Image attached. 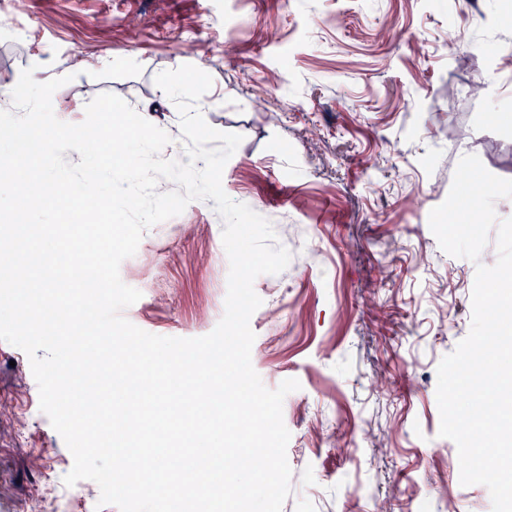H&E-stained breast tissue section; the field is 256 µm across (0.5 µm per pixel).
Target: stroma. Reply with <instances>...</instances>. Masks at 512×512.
Segmentation results:
<instances>
[{"label":"stroma","mask_w":512,"mask_h":512,"mask_svg":"<svg viewBox=\"0 0 512 512\" xmlns=\"http://www.w3.org/2000/svg\"><path fill=\"white\" fill-rule=\"evenodd\" d=\"M465 36L445 49L448 30ZM111 54V68L99 58ZM78 64L53 95L82 122L110 92L150 104L185 157L180 115L154 82L191 64L213 84L197 107L242 135L222 186L272 225L291 254L256 278L251 361L263 384L294 378L283 401L291 493L282 512H492L481 484L460 483L456 445L440 437L437 366L471 327L477 264L445 253L429 213L455 168L477 155L512 179V0H0V90ZM482 79L472 99L462 88ZM214 200L147 229L122 281L141 293L123 315L142 330L193 338L224 315L229 261ZM73 456L39 407L27 355L0 341V512H84L90 480L65 486Z\"/></svg>","instance_id":"1"}]
</instances>
